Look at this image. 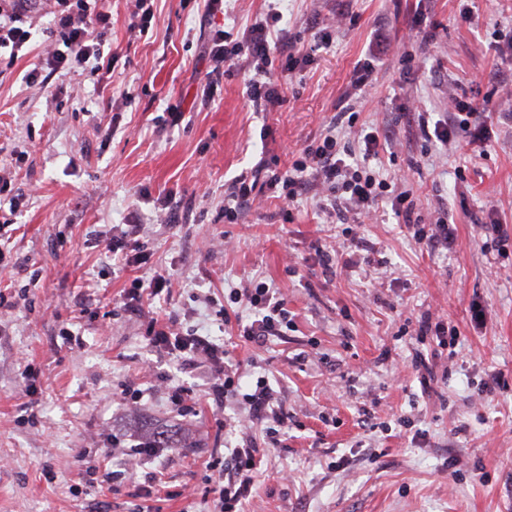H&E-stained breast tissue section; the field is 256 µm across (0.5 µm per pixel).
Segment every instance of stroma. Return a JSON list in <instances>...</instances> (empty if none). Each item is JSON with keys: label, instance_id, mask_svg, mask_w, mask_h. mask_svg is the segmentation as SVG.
Here are the masks:
<instances>
[{"label": "stroma", "instance_id": "35a3bbf8", "mask_svg": "<svg viewBox=\"0 0 512 512\" xmlns=\"http://www.w3.org/2000/svg\"><path fill=\"white\" fill-rule=\"evenodd\" d=\"M103 3L111 73L86 65L26 85L57 40L48 0H26L30 41L0 60V168L17 204L0 249L21 261L0 269V512H215L208 463L229 457L240 435L224 418L244 407L216 408L176 356L148 346V318L113 308L159 272L172 286L151 316L223 343L243 387L267 377L290 418L275 447L251 429L261 468L245 512H512V256L494 248L499 231L512 236V0H282L284 38L336 31L282 78L276 112L254 111L242 57L203 96L209 37L238 39L265 0H224L216 16L202 0H151L142 38L131 0ZM414 25L421 36L406 43ZM367 60L376 81L345 138L390 131L369 167L405 173L424 222L447 213L449 248L416 244L387 205L333 223L312 193L287 211L264 197L225 222V184L261 160L288 167L347 106ZM455 96L485 102L482 133L424 140L419 117L449 118ZM125 224L139 225L147 262L123 271L87 240ZM345 233L359 248L324 271L313 243ZM259 282L279 289L292 321L261 348L222 312L230 289ZM425 319L453 340H418ZM418 353L438 375L427 386ZM166 378L190 386L185 415ZM132 382L140 399L125 395ZM158 425L178 428L183 447L106 460L111 487L78 483L81 456ZM148 472L163 487L154 499L137 494Z\"/></svg>", "mask_w": 512, "mask_h": 512}]
</instances>
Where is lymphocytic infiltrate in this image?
Returning <instances> with one entry per match:
<instances>
[{"label": "lymphocytic infiltrate", "instance_id": "1", "mask_svg": "<svg viewBox=\"0 0 512 512\" xmlns=\"http://www.w3.org/2000/svg\"><path fill=\"white\" fill-rule=\"evenodd\" d=\"M22 0H0V51L17 57L29 40L21 24ZM54 24L61 33V47L49 49L41 65L50 71H74L90 61L111 68V58L105 57L95 39L96 32L109 28L111 16L101 0H53ZM282 14L270 7L264 17L255 20L240 41L226 42L223 30H215L208 47L213 63L207 75L208 84H215L237 57L249 61L246 94L255 111L274 112L285 102L280 75L293 72L305 56L300 47L281 48V36L275 26ZM344 113L330 119L316 145L299 151L288 170L267 171L265 164L236 176L224 191V217L235 220L239 210L252 205L263 189L279 192L285 202H293L309 192H316L322 209L338 220L348 214L372 216L375 206L390 200L398 217L411 225L416 243L426 246L445 245L452 239L445 218L423 223L416 216L411 190L393 192L387 179L355 162L348 143L338 133L344 125ZM231 303L249 313L248 319L237 320V330L244 342L257 347L270 338L283 335L289 324L285 302L276 289L260 282L250 288H234L229 293ZM147 340L159 352H177L183 373L202 379L216 407H223L228 395L240 393L241 402L250 422L267 424L269 436L287 428L288 417L278 407L277 396L268 379L258 378L249 392H240L239 373L229 354L212 337L197 333L186 334L175 322L162 323L150 319ZM258 448L251 436H242L233 448L229 462L218 471L217 512H243L258 477Z\"/></svg>", "mask_w": 512, "mask_h": 512}]
</instances>
